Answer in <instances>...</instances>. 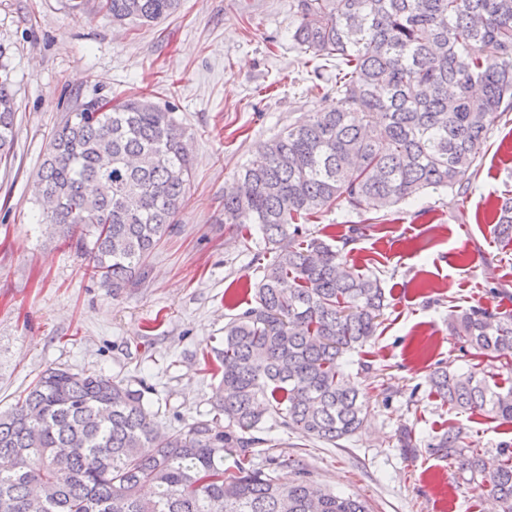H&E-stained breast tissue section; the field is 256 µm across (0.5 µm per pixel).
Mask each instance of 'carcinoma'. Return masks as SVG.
<instances>
[{
    "mask_svg": "<svg viewBox=\"0 0 512 512\" xmlns=\"http://www.w3.org/2000/svg\"><path fill=\"white\" fill-rule=\"evenodd\" d=\"M181 0H98L112 23L149 25ZM291 38L336 61V108L296 120L260 144L224 188V224H256L276 246L256 306L224 327L216 350L228 430L207 423L162 433L144 394L101 373L52 368L0 414V512H368L365 502L281 481L252 464L249 437L269 415L336 446L364 411L344 356L376 333L380 280L303 225L334 208L388 214L432 189L463 187L491 129L512 112V0H292ZM15 136L14 91L0 63V157ZM192 176L173 113L143 94L76 103L56 127L39 172L46 223L88 259L86 274L116 296L173 232ZM493 233L512 243V197ZM452 333L512 366V314L464 312ZM443 403L512 422V386L484 373L434 371ZM432 448L512 512V448L489 464L461 432ZM235 455L224 472V452Z\"/></svg>",
    "mask_w": 512,
    "mask_h": 512,
    "instance_id": "1",
    "label": "carcinoma"
}]
</instances>
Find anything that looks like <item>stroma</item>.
<instances>
[{
  "label": "stroma",
  "instance_id": "obj_1",
  "mask_svg": "<svg viewBox=\"0 0 512 512\" xmlns=\"http://www.w3.org/2000/svg\"><path fill=\"white\" fill-rule=\"evenodd\" d=\"M291 0H182L151 27L118 28L69 0H0V58L15 92L13 149L0 160V413L50 368L100 372L143 390L167 431L224 422L220 380L203 356L224 326L255 304L261 233L242 240L222 224L224 188L259 142L336 104L331 71L288 35ZM148 94L182 122L193 155L177 229L119 295L84 274L86 261L45 224L36 199L52 132L76 100ZM465 193L428 192L377 222L335 209L309 236L347 245L349 263L376 274L387 297L370 343L347 371L367 409L364 427L333 447L266 421L255 461L293 459L318 485L359 497L370 512H499L430 444L461 431L489 460L512 448V423L451 408L428 381L438 367L479 363L450 322L476 306L512 312V246L493 233L512 195V112L490 131Z\"/></svg>",
  "mask_w": 512,
  "mask_h": 512
}]
</instances>
